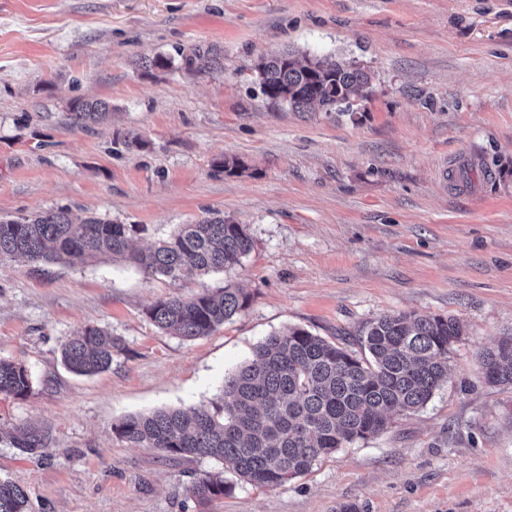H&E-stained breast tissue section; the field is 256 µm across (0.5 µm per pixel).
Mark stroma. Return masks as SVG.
<instances>
[{"instance_id": "1", "label": "stroma", "mask_w": 512, "mask_h": 512, "mask_svg": "<svg viewBox=\"0 0 512 512\" xmlns=\"http://www.w3.org/2000/svg\"><path fill=\"white\" fill-rule=\"evenodd\" d=\"M284 50L371 83L348 112L291 111L256 76ZM159 55L168 68L145 67ZM79 97L108 102L111 123L71 125ZM130 128L146 147L115 150ZM226 158L237 174L216 169ZM61 208L133 225L140 248L221 214L253 249L197 282L109 259L0 263V359L32 375L0 394V429L52 438L37 454L0 438V478L29 512H512V389L480 361L512 336V0H0V217ZM228 283L250 301L209 335L146 315ZM399 313L465 323L447 382L278 488L117 433L131 414L209 406L272 333L356 351ZM88 325L123 350L78 376L61 350ZM216 472L232 492L190 493Z\"/></svg>"}]
</instances>
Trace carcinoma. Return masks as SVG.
I'll list each match as a JSON object with an SVG mask.
<instances>
[{"label": "carcinoma", "mask_w": 512, "mask_h": 512, "mask_svg": "<svg viewBox=\"0 0 512 512\" xmlns=\"http://www.w3.org/2000/svg\"><path fill=\"white\" fill-rule=\"evenodd\" d=\"M262 93L294 112L336 111L369 86L359 67L328 57L303 61L290 53L261 58ZM72 124L98 125L111 115L102 100L69 102ZM114 144L140 149L145 141L134 129ZM253 249L243 224L222 216L181 224L146 250L130 247L129 228L89 217L75 221L69 211L0 219V262L17 258L45 263H84L120 259L148 276L195 280L241 264ZM248 297L226 286L192 296L157 300L148 310L161 329L184 339L206 336L241 312ZM464 335L460 321L441 315H387L367 327L362 347L353 352L301 327L269 335L252 358L224 379L213 410H158L132 415L119 435L136 447L157 448L177 459L210 458L232 466L242 480L277 488L311 469L322 456L379 434L390 417L423 408L448 379V355ZM120 341L105 328L89 326L62 346L69 371L91 376L109 369ZM486 381L512 388V336L482 354ZM31 374L22 363L0 360V393L21 396ZM13 447L35 454L49 444V434L35 426L9 433ZM232 484L210 474L190 488L206 500L224 495ZM23 488L0 480V512H27Z\"/></svg>", "instance_id": "obj_1"}]
</instances>
